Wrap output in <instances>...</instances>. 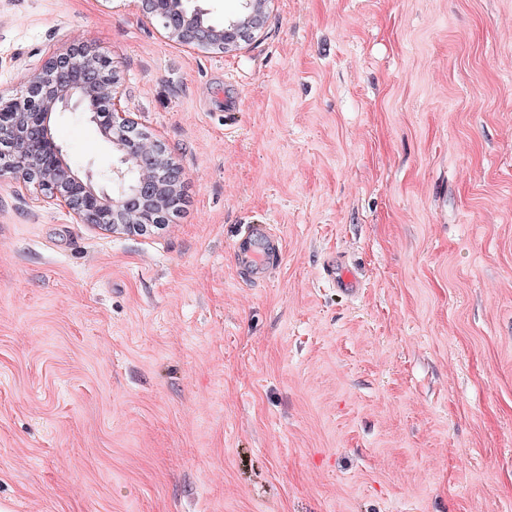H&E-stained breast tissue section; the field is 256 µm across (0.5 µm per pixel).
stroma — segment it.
Segmentation results:
<instances>
[{
  "instance_id": "stroma-1",
  "label": "stroma",
  "mask_w": 512,
  "mask_h": 512,
  "mask_svg": "<svg viewBox=\"0 0 512 512\" xmlns=\"http://www.w3.org/2000/svg\"><path fill=\"white\" fill-rule=\"evenodd\" d=\"M81 41L184 200L113 235L0 179V505L512 512V0H273L230 54L134 0H0V96ZM250 224L283 244L262 285ZM233 250L240 274L249 280L269 279L281 263L279 239L265 224L249 227ZM323 279L344 295L355 297L362 290L357 268L343 253L331 255L323 265Z\"/></svg>"
}]
</instances>
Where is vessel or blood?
I'll list each match as a JSON object with an SVG mask.
<instances>
[{"label": "vessel or blood", "instance_id": "1", "mask_svg": "<svg viewBox=\"0 0 512 512\" xmlns=\"http://www.w3.org/2000/svg\"><path fill=\"white\" fill-rule=\"evenodd\" d=\"M233 250L240 274L249 280L270 278L281 263L279 239L264 224L249 227L235 242ZM323 279L347 296H358L362 290L357 268L342 253L332 255L325 261Z\"/></svg>", "mask_w": 512, "mask_h": 512}]
</instances>
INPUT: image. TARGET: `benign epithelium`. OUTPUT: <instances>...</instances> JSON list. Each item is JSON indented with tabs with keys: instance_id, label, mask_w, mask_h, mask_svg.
I'll list each match as a JSON object with an SVG mask.
<instances>
[{
	"instance_id": "obj_1",
	"label": "benign epithelium",
	"mask_w": 512,
	"mask_h": 512,
	"mask_svg": "<svg viewBox=\"0 0 512 512\" xmlns=\"http://www.w3.org/2000/svg\"><path fill=\"white\" fill-rule=\"evenodd\" d=\"M210 0H138L165 37L217 53L236 52L259 31L272 0H238L224 24L210 22ZM108 62L86 43L53 55L27 76L23 94L0 98L24 110L0 113V176L8 175L65 208L77 222L116 234L146 232L168 221L181 203L182 170L166 146L126 113L116 111L118 88ZM88 117L112 143V169L76 172L54 133L60 112Z\"/></svg>"
}]
</instances>
